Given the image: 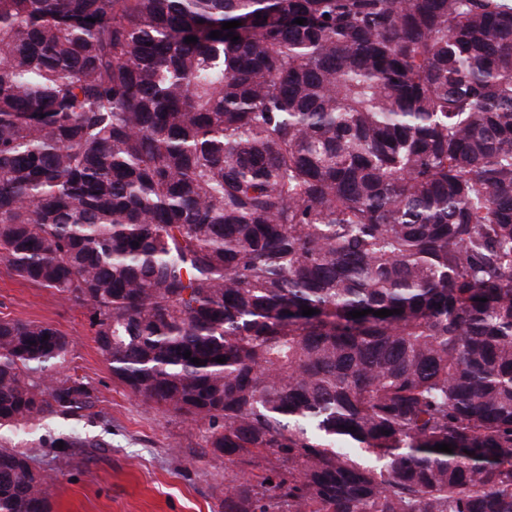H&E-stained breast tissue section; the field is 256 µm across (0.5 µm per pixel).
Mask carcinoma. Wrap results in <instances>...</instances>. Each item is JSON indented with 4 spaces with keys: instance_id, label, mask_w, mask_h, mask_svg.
Returning a JSON list of instances; mask_svg holds the SVG:
<instances>
[{
    "instance_id": "obj_1",
    "label": "carcinoma",
    "mask_w": 512,
    "mask_h": 512,
    "mask_svg": "<svg viewBox=\"0 0 512 512\" xmlns=\"http://www.w3.org/2000/svg\"><path fill=\"white\" fill-rule=\"evenodd\" d=\"M0 264L224 512H512V6L0 0ZM71 344L0 319V512H51L12 435L94 407Z\"/></svg>"
}]
</instances>
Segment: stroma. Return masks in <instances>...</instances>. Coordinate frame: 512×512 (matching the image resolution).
<instances>
[{"label": "stroma", "instance_id": "obj_1", "mask_svg": "<svg viewBox=\"0 0 512 512\" xmlns=\"http://www.w3.org/2000/svg\"><path fill=\"white\" fill-rule=\"evenodd\" d=\"M53 324L72 340V373L93 388L91 414L51 419L34 428V466L55 480L52 512H224V465L199 455L201 439L181 418L129 396L114 381L90 313L0 266V318ZM93 440L60 454L51 440Z\"/></svg>", "mask_w": 512, "mask_h": 512}]
</instances>
